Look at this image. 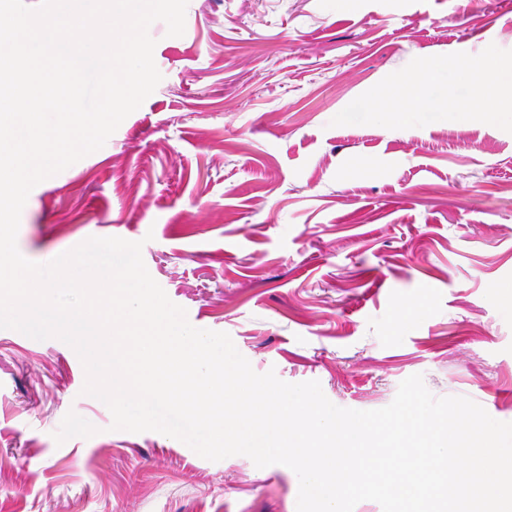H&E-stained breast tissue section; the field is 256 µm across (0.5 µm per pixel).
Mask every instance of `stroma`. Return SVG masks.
I'll return each mask as SVG.
<instances>
[{
  "mask_svg": "<svg viewBox=\"0 0 512 512\" xmlns=\"http://www.w3.org/2000/svg\"><path fill=\"white\" fill-rule=\"evenodd\" d=\"M160 83L35 186L17 247L143 241L169 299L257 373L375 410L419 374L512 422V134L332 126L412 59L512 50V0H189ZM63 341L0 329V512H296L299 480L111 430Z\"/></svg>",
  "mask_w": 512,
  "mask_h": 512,
  "instance_id": "stroma-1",
  "label": "stroma"
}]
</instances>
